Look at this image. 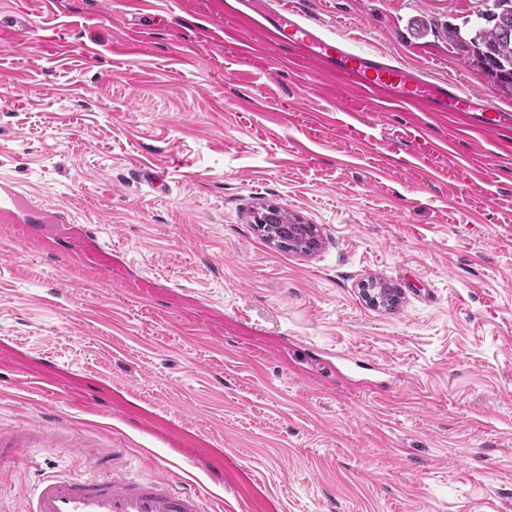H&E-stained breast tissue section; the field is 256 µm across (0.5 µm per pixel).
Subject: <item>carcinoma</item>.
<instances>
[{
	"label": "carcinoma",
	"mask_w": 512,
	"mask_h": 512,
	"mask_svg": "<svg viewBox=\"0 0 512 512\" xmlns=\"http://www.w3.org/2000/svg\"><path fill=\"white\" fill-rule=\"evenodd\" d=\"M483 23L462 31L437 19L413 21L416 32L443 39L453 51L484 72L504 94L512 95V0H496V9L479 16Z\"/></svg>",
	"instance_id": "1"
}]
</instances>
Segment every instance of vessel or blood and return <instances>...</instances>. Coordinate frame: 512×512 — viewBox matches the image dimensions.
Listing matches in <instances>:
<instances>
[{"label": "vessel or blood", "mask_w": 512, "mask_h": 512, "mask_svg": "<svg viewBox=\"0 0 512 512\" xmlns=\"http://www.w3.org/2000/svg\"><path fill=\"white\" fill-rule=\"evenodd\" d=\"M279 44L296 46L324 62L333 74L346 76L361 89L386 92L396 104H416L430 112H476L484 129H494L503 112L486 98L456 85L433 84L401 62L352 50L347 39L328 40L317 28L298 19L271 15ZM0 222L22 224L41 241L48 224H68L69 213L47 211L9 186H0ZM123 451L110 448L95 454L92 472L75 479L63 474L41 478L32 490L27 512H216L196 488H174L163 481L132 477Z\"/></svg>", "instance_id": "1"}]
</instances>
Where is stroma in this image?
<instances>
[{"mask_svg": "<svg viewBox=\"0 0 512 512\" xmlns=\"http://www.w3.org/2000/svg\"><path fill=\"white\" fill-rule=\"evenodd\" d=\"M478 3L268 6L512 111L409 28ZM267 25L252 0H0V183L112 247L106 272L93 242L63 259L0 223V445L30 428L0 512L85 474V444L185 483L209 449L225 512H512V121L383 108ZM271 206L317 247L264 240ZM374 281L395 304L368 303ZM342 353L370 363L356 385Z\"/></svg>", "mask_w": 512, "mask_h": 512, "instance_id": "stroma-1", "label": "stroma"}]
</instances>
